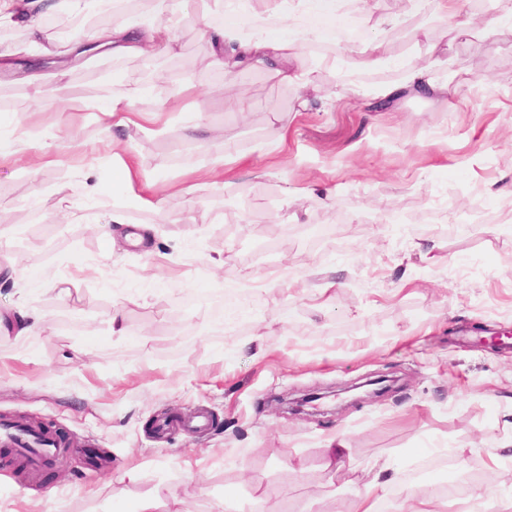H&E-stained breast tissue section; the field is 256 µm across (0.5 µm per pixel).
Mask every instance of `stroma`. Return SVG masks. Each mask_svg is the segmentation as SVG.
<instances>
[{
    "mask_svg": "<svg viewBox=\"0 0 512 512\" xmlns=\"http://www.w3.org/2000/svg\"><path fill=\"white\" fill-rule=\"evenodd\" d=\"M379 11L397 18L365 22L368 39L384 40L385 62L363 68L334 41L338 68H307L319 90L310 111L282 147L261 152L299 90L270 71L229 79L215 69L207 30L231 18L207 0L187 11L154 0L148 18L170 28L168 54L76 62V37L110 28L112 15L90 0L42 9L51 55L35 49L15 72L0 71V131L33 144L28 160L0 159V309L22 299L42 315L29 335L0 338V416L30 417L108 461L94 469L63 458L23 482L0 448V512H115L112 485L131 467L139 478L128 500L153 498L158 512H244L258 488L269 492L265 512H361L375 465L393 462L401 486L423 462L450 456L465 489L445 512H462L482 488L512 512V451L503 449L512 350L478 343L482 329L512 331V24L498 20L495 0L478 10L495 23L489 33L403 0H380ZM53 23L63 32L49 33ZM415 27L426 34L416 51ZM411 54L453 77V108L413 93L391 108L374 100ZM166 80L193 86L195 99L168 100ZM136 81L151 90L137 109L162 119L106 128L95 102ZM198 109L210 130L191 140L184 127ZM45 144L54 164L38 157ZM120 147L140 176L91 204L92 216L117 207L125 217L107 240L59 212L84 201L77 165L111 184ZM226 151L243 160L210 183L207 168ZM158 172L170 189L145 205ZM306 184L314 192L289 196ZM478 211L500 220L473 222ZM140 224L151 228L145 249L124 239ZM262 244L274 268L261 266ZM247 279L262 283L255 311L223 328L211 300ZM331 280L320 305L314 290ZM117 310L122 337L111 333ZM375 375L393 378V389L355 399L350 386ZM311 392L325 396L319 409L288 412L287 401ZM201 411L213 423L195 435L155 429ZM337 430L349 457L331 471L323 444Z\"/></svg>",
    "mask_w": 512,
    "mask_h": 512,
    "instance_id": "1",
    "label": "stroma"
}]
</instances>
